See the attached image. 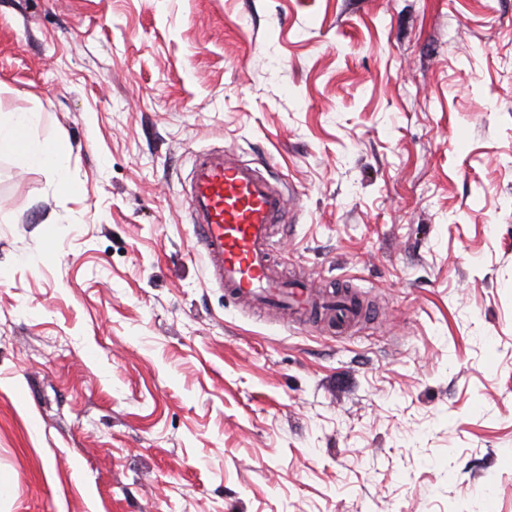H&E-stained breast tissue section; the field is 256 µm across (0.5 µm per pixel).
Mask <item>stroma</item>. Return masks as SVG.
I'll list each match as a JSON object with an SVG mask.
<instances>
[{
    "label": "stroma",
    "mask_w": 512,
    "mask_h": 512,
    "mask_svg": "<svg viewBox=\"0 0 512 512\" xmlns=\"http://www.w3.org/2000/svg\"><path fill=\"white\" fill-rule=\"evenodd\" d=\"M0 512H512V0H0ZM339 337L234 302L197 154ZM0 112V152L12 154L21 166H38L67 184L59 141L55 137L37 142L30 139V129L40 120L39 113ZM186 202L196 242L227 297L300 320L316 318L318 310L319 319L341 332L366 318V312L345 297L322 300L323 295L307 285L281 278L274 263V234L287 200L255 166L224 153L197 156Z\"/></svg>",
    "instance_id": "1"
}]
</instances>
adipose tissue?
Returning a JSON list of instances; mask_svg holds the SVG:
<instances>
[{"label":"adipose tissue","instance_id":"1","mask_svg":"<svg viewBox=\"0 0 512 512\" xmlns=\"http://www.w3.org/2000/svg\"><path fill=\"white\" fill-rule=\"evenodd\" d=\"M39 119L36 112H1L0 152L12 154L20 165L40 167L52 173L60 183H67L58 140L47 137L35 142L30 138V129Z\"/></svg>","mask_w":512,"mask_h":512}]
</instances>
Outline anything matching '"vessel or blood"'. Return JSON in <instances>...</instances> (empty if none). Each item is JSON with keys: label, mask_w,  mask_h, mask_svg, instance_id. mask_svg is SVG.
Here are the masks:
<instances>
[{"label": "vessel or blood", "mask_w": 512, "mask_h": 512, "mask_svg": "<svg viewBox=\"0 0 512 512\" xmlns=\"http://www.w3.org/2000/svg\"><path fill=\"white\" fill-rule=\"evenodd\" d=\"M186 202L196 242L227 297L302 320L320 314L341 332L365 319V312L347 298L326 300L305 284L281 278L274 263V234L287 200L255 166L221 153L197 156Z\"/></svg>", "instance_id": "1"}]
</instances>
